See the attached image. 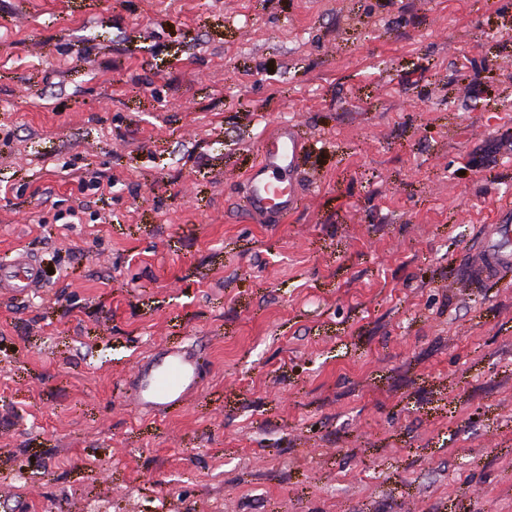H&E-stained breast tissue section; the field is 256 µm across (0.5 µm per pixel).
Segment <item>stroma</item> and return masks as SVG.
I'll return each instance as SVG.
<instances>
[{
	"label": "stroma",
	"instance_id": "stroma-1",
	"mask_svg": "<svg viewBox=\"0 0 512 512\" xmlns=\"http://www.w3.org/2000/svg\"><path fill=\"white\" fill-rule=\"evenodd\" d=\"M510 202L512 0H0V262L42 277L0 298V512H512V267L464 265ZM184 340L197 395L138 413ZM258 159L247 174L248 211L262 218L281 219L298 206L299 187L284 183L283 175L296 170L307 154V140L290 124L257 145ZM200 356L181 346H164L133 366L128 401L146 414H166L198 391Z\"/></svg>",
	"mask_w": 512,
	"mask_h": 512
}]
</instances>
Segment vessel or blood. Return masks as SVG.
Wrapping results in <instances>:
<instances>
[{"mask_svg": "<svg viewBox=\"0 0 512 512\" xmlns=\"http://www.w3.org/2000/svg\"><path fill=\"white\" fill-rule=\"evenodd\" d=\"M258 159L247 174L250 213L283 218L298 206L299 187L283 176L296 170L307 154V140L289 124L257 146ZM512 266V205L502 207L496 223L487 225L480 242L467 257L465 270L475 281L493 279ZM41 286L39 268L28 253H17L0 266V296H27ZM200 358L181 346H164L138 360L132 371L128 401L146 414H165L182 406L198 390Z\"/></svg>", "mask_w": 512, "mask_h": 512, "instance_id": "1", "label": "vessel or blood"}]
</instances>
